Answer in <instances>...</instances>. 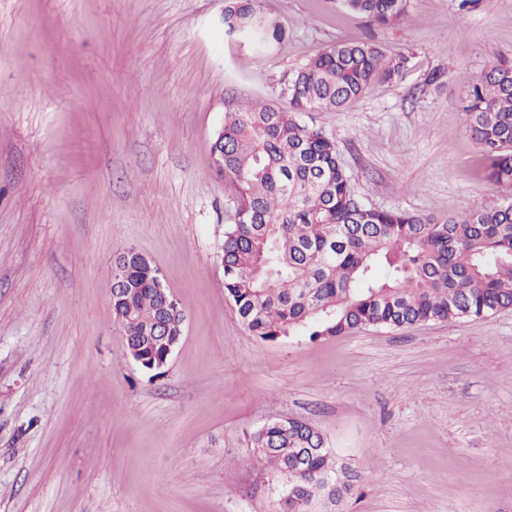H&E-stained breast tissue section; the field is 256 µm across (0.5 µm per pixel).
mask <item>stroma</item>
I'll return each mask as SVG.
<instances>
[{"mask_svg": "<svg viewBox=\"0 0 512 512\" xmlns=\"http://www.w3.org/2000/svg\"><path fill=\"white\" fill-rule=\"evenodd\" d=\"M287 28L254 55L224 0H0V512H281L249 433L317 429L353 490L335 512H512V309L266 342L224 292V101L271 103L327 45L374 40L403 75L332 136L366 204L448 218L503 202L462 99L512 63V0H409L382 26L336 0H262ZM442 83L426 85L433 70ZM142 253L182 304L163 374L112 314Z\"/></svg>", "mask_w": 512, "mask_h": 512, "instance_id": "1", "label": "stroma"}]
</instances>
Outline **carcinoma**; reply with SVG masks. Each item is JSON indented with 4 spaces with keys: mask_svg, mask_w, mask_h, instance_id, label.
<instances>
[{
    "mask_svg": "<svg viewBox=\"0 0 512 512\" xmlns=\"http://www.w3.org/2000/svg\"><path fill=\"white\" fill-rule=\"evenodd\" d=\"M380 25L400 21L408 0H338ZM285 25L261 0H226L224 35L261 51ZM409 57L373 41L338 42L281 82L291 110L225 100L224 180L236 204L224 236V290L245 328L265 341L339 336L359 328L483 319L512 308V201L440 220L379 210L354 193L335 141L304 125L312 110L339 111L373 85L392 83ZM465 112L493 183L512 188V66L489 65ZM112 276L125 292L112 313L133 361L159 372L180 341L185 315L158 270L125 251ZM252 448L282 480V512H310L315 497L349 491L323 436L288 417L266 421Z\"/></svg>",
    "mask_w": 512,
    "mask_h": 512,
    "instance_id": "carcinoma-1",
    "label": "carcinoma"
}]
</instances>
